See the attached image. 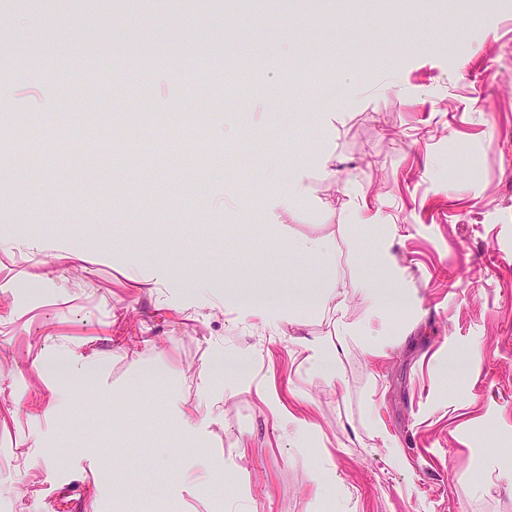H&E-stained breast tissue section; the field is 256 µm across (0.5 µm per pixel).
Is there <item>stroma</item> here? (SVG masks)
Listing matches in <instances>:
<instances>
[{
    "mask_svg": "<svg viewBox=\"0 0 512 512\" xmlns=\"http://www.w3.org/2000/svg\"><path fill=\"white\" fill-rule=\"evenodd\" d=\"M63 36L81 53L60 68ZM133 40L154 82L120 74ZM214 42L277 85L306 58L328 76L288 88L290 126L258 130L254 86L213 99L195 51ZM1 54L11 112L51 137L85 116L107 132L32 148L30 184L0 164V512H512V464L489 444L512 440V0H278L263 17L234 0H0ZM101 54L118 72L105 101ZM133 90L154 113L217 110L181 160L130 152ZM299 170L312 193L283 205ZM103 196L123 222L93 214ZM364 204L375 222L351 224ZM380 226L407 304L371 323L352 287L384 279L363 262ZM320 236L328 257H296ZM331 279L343 310L244 311ZM368 324L383 354L351 342L332 392L303 340ZM219 359L253 368L209 376Z\"/></svg>",
    "mask_w": 512,
    "mask_h": 512,
    "instance_id": "obj_1",
    "label": "stroma"
}]
</instances>
